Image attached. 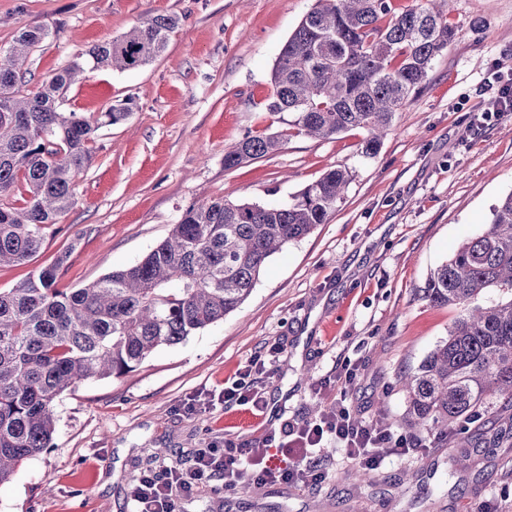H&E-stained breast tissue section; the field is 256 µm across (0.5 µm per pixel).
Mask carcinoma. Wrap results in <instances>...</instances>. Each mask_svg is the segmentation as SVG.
<instances>
[{
	"instance_id": "obj_1",
	"label": "carcinoma",
	"mask_w": 512,
	"mask_h": 512,
	"mask_svg": "<svg viewBox=\"0 0 512 512\" xmlns=\"http://www.w3.org/2000/svg\"><path fill=\"white\" fill-rule=\"evenodd\" d=\"M452 0H422L399 14L389 0H316L283 45L270 74L267 109L292 115L296 134L330 139L362 128L361 153L377 155L396 113L448 50ZM179 18L147 15L126 35L81 56L94 68L129 70L155 61ZM49 36L20 28L0 48V266L29 261L46 230L75 203L74 182L104 125L125 120L133 102L98 116L60 109L61 94L84 71L75 62L35 91L23 90V63ZM275 132L246 135L224 153V167L274 153ZM349 171L327 169L284 205L205 198L188 207L141 262L81 288H59L60 256L18 288L0 290V484L22 461L50 448L53 403L89 378L121 377L157 348L221 321L250 296L270 256L326 222L344 198ZM22 207L3 199L19 184ZM508 298L469 306L486 288ZM422 299L461 314L441 341L399 379L407 400L400 427L446 437L487 399L512 403V193L493 209L488 229L460 244L430 273Z\"/></svg>"
}]
</instances>
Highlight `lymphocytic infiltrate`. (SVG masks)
Here are the masks:
<instances>
[{"label": "lymphocytic infiltrate", "mask_w": 512, "mask_h": 512, "mask_svg": "<svg viewBox=\"0 0 512 512\" xmlns=\"http://www.w3.org/2000/svg\"><path fill=\"white\" fill-rule=\"evenodd\" d=\"M281 351L279 344H272L264 356L254 357L237 376L225 379L219 401L228 407L246 406L263 411L265 400L255 377L265 373L267 363L273 362ZM327 438L335 440L337 449L346 459L368 470L380 467L384 451L405 458L418 454L425 447L419 436L398 433L373 422H360L340 398L318 419L301 423L288 419L278 432L268 435V442L277 443L284 452L297 458V465L270 467L253 449L230 441L220 449L202 448L190 468L171 465L141 476L131 491L133 512H175L178 496H192L217 478L223 479L228 487L259 486L277 481L289 484L304 479L323 481L325 473L319 455Z\"/></svg>", "instance_id": "obj_1"}]
</instances>
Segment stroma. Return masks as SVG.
I'll use <instances>...</instances> for the list:
<instances>
[{
    "instance_id": "obj_1",
    "label": "stroma",
    "mask_w": 512,
    "mask_h": 512,
    "mask_svg": "<svg viewBox=\"0 0 512 512\" xmlns=\"http://www.w3.org/2000/svg\"><path fill=\"white\" fill-rule=\"evenodd\" d=\"M316 0H0V47L23 25H43L29 54V88L71 65L93 43L126 33L148 14L180 23L149 65L85 70L61 108L104 112L132 100L124 121L103 127L76 179V204L29 262L0 267V289L65 262L61 286L80 288L137 264L181 213L205 197L279 205L336 166L352 173L325 224L266 262L247 301L223 321L163 346L120 378L75 384L54 403L50 448L0 485V512H130L133 485L160 465H193L197 449L233 441L273 465L268 447L284 420L311 418L337 397L333 378L353 361L355 416L396 426L406 409L399 376L415 369L459 315L419 295L431 270L482 234L512 192V112L486 123L483 84L493 64L512 67V0H453L454 39L413 101L397 112L378 154L362 157L366 132L331 139L291 133L288 113L266 108L270 73ZM284 132L277 152L228 169L224 152L246 134ZM283 350L259 385L268 413L241 424L243 407L185 403L220 393L251 356ZM502 439L485 451V429ZM167 449L159 457L158 449ZM470 453L467 470L451 456ZM316 485L225 487L216 480L179 512H512V406L488 401L479 421L410 458L389 457L370 480L358 464L324 452Z\"/></svg>"
}]
</instances>
